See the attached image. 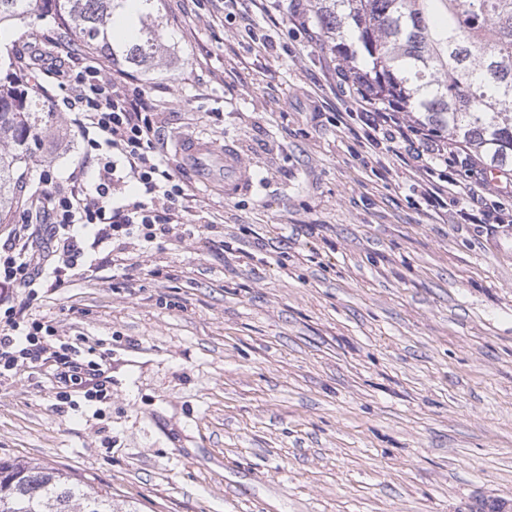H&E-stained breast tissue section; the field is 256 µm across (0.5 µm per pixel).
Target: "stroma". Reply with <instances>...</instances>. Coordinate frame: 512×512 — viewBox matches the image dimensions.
<instances>
[{
	"label": "stroma",
	"instance_id": "35a3bbf8",
	"mask_svg": "<svg viewBox=\"0 0 512 512\" xmlns=\"http://www.w3.org/2000/svg\"><path fill=\"white\" fill-rule=\"evenodd\" d=\"M313 0H162L177 56L129 73L160 114L165 161L210 226L128 249L12 305L112 365L110 398L59 409L55 364L0 379V459L112 492L116 512H512V187L483 164V218L428 206L419 146L371 148L345 64ZM38 20L35 89L54 103L43 170L65 177L86 143L53 60L85 50ZM232 147L249 175L225 193L179 155Z\"/></svg>",
	"mask_w": 512,
	"mask_h": 512
}]
</instances>
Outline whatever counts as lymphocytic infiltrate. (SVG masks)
Instances as JSON below:
<instances>
[{
	"label": "lymphocytic infiltrate",
	"instance_id": "lymphocytic-infiltrate-1",
	"mask_svg": "<svg viewBox=\"0 0 512 512\" xmlns=\"http://www.w3.org/2000/svg\"><path fill=\"white\" fill-rule=\"evenodd\" d=\"M60 77L78 107L72 123L87 134L95 169L81 165L65 179L46 178L49 248L36 244L26 224L15 225L0 246V377L19 363L38 364L49 353L62 386L57 401L68 402L67 386L78 385L85 400L100 402L107 398L102 363L80 362L79 347L56 341L50 321L16 316L9 306L13 290L24 287L35 297L42 289L65 287L79 268L93 269L97 252L112 249L113 261L119 262L134 240L145 248L168 235L195 241L206 218L194 216L183 187L166 169L158 116L141 94L126 91L124 72L106 73L93 59L82 69L62 70ZM352 90L366 108L369 145L411 139L422 143L415 177L423 197L437 203L451 198L461 220L473 219L471 186L435 177L449 161L447 145L433 141L426 127L407 123L397 111H370L372 98L361 82H353Z\"/></svg>",
	"mask_w": 512,
	"mask_h": 512
}]
</instances>
